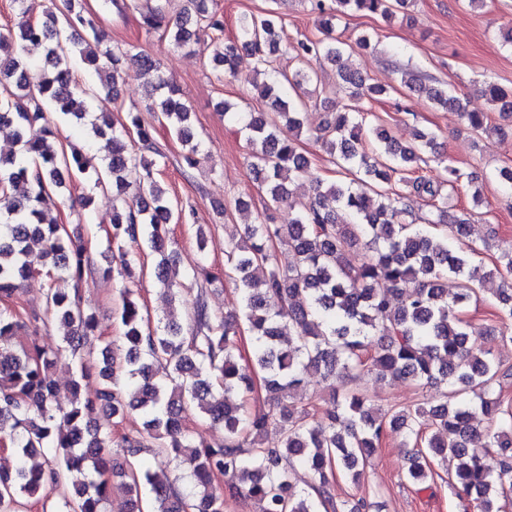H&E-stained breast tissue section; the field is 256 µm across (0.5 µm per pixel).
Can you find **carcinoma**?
I'll return each instance as SVG.
<instances>
[{"label":"carcinoma","instance_id":"cac0c4a2","mask_svg":"<svg viewBox=\"0 0 512 512\" xmlns=\"http://www.w3.org/2000/svg\"><path fill=\"white\" fill-rule=\"evenodd\" d=\"M24 22L0 30V132L19 150L0 156V441L13 449L16 466L0 473V512H22L28 501L58 494V512H109L112 479L124 480L126 498L118 512H224L228 499L254 501L259 512H370L364 497L336 502L335 472L357 481L370 458L389 437L400 436L412 448L407 479H434L433 463L446 467L448 484L476 502L478 512H504L500 502L512 495V410L493 396L501 375L512 366L478 352L470 343L469 324L460 315L476 282L497 278V317L501 326L487 335L512 343V253L490 266L475 263L477 248L463 246L470 236L466 219H450L442 187L474 175L445 164L433 133L419 130L400 146L387 131L359 112L340 111L318 129L315 139L338 178L327 184L311 171L299 151L304 101L293 93L311 87L309 96L326 89L311 62L336 65L344 52L371 46L368 33L336 38V21L351 12H367L386 21L405 14L414 0H310L320 37L283 42L282 22L271 9L244 13L234 37L225 39L224 17L209 0L170 15L171 0H147L140 15L149 30L162 32L177 48L192 37L212 34L211 65L220 75L238 77L240 54L253 56L251 80L269 112H247L228 101L224 119L245 133L251 151L248 169L265 190V210L288 201V183L301 177L313 183L312 197L298 205L286 224L273 217L246 224L231 234L224 274L200 263L187 277L199 285L221 280L232 284L240 312L212 315L204 291L197 292L188 322L174 315L153 323L134 290L120 289L118 318L122 336L115 343L99 333L96 315L84 308L81 282L92 275L105 280L130 278L140 263L128 249L144 242L154 255L151 276L172 302L181 301L172 264L169 224L188 223L193 210L174 203L156 179L165 153L141 111L122 118L90 111L101 96L118 104L117 86L124 53L103 46L97 18L81 0H50L42 18H30V0H13ZM41 52L45 64L35 70L29 54ZM290 53L305 68L288 77L274 67V56ZM110 67H98L100 58ZM140 69L157 98L146 108L182 143V160L191 168L201 144L190 127L191 109L165 82L160 64L138 55ZM95 67L100 85H82L72 64ZM336 90L370 99L388 90L368 84L357 71L338 70ZM500 118L512 121V95L490 85ZM431 99L459 112L469 129L487 131V115L470 112L463 100L436 89ZM70 118L94 137L111 143L101 160L80 148H57L53 115ZM432 161L441 176L415 175L418 163ZM88 176L96 188L112 190V224L97 262L67 225L41 207L48 192L74 177ZM414 195L432 202L435 211L416 224L406 220L405 200ZM333 199L336 207L326 204ZM350 216L343 224L336 209ZM287 247L294 260L283 267L275 245ZM46 279L43 306L17 301L22 283ZM459 280L448 300V277ZM69 282L70 288L60 287ZM288 339H283V329ZM56 330L55 348L36 342L16 345L22 335ZM249 333L247 361L240 364V343ZM73 370L72 397L58 404L54 372L61 362ZM165 364L163 374L155 365ZM411 382L423 388L443 385V400L424 398L399 410L371 406L358 382L366 373ZM307 372L333 390L325 420L311 419L306 407L276 398L293 395ZM97 377L95 397H85L81 382ZM262 386L272 406L249 413L234 402ZM139 413L142 429L112 437L98 424L106 413L122 422ZM198 415L224 427V441L198 445L186 419ZM278 429V448H264L259 438ZM119 458L110 461L112 448ZM152 449L159 469L144 468L138 457ZM36 456L39 465L30 463ZM312 477L308 490L293 482L296 469Z\"/></svg>","mask_w":512,"mask_h":512}]
</instances>
